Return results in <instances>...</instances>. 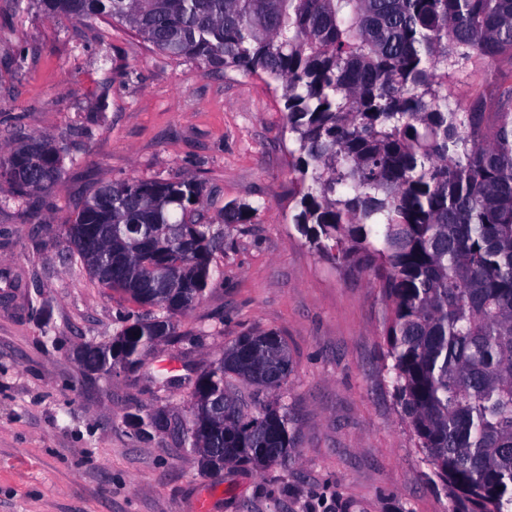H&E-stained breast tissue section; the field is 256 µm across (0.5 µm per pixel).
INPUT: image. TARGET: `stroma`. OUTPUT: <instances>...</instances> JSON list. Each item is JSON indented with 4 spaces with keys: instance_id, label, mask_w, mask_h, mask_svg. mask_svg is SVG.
<instances>
[{
    "instance_id": "obj_1",
    "label": "stroma",
    "mask_w": 512,
    "mask_h": 512,
    "mask_svg": "<svg viewBox=\"0 0 512 512\" xmlns=\"http://www.w3.org/2000/svg\"><path fill=\"white\" fill-rule=\"evenodd\" d=\"M511 70L473 61L448 95L493 97ZM39 135L78 161L26 201L0 184V512H451L393 393L378 281L323 259L291 221L294 143L266 78L171 59L109 20L0 0V148ZM179 175L206 186L194 217L224 237L222 274L181 318L178 342L137 372L89 373L78 347L111 336L127 303L71 266L61 227L102 185ZM229 203L257 211L225 224ZM250 330L288 342L292 371L274 398L297 444L288 465L215 478L180 426L197 372ZM159 407L168 428L137 438L126 417Z\"/></svg>"
}]
</instances>
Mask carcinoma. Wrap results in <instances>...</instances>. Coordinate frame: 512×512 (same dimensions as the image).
I'll return each instance as SVG.
<instances>
[{
	"label": "carcinoma",
	"mask_w": 512,
	"mask_h": 512,
	"mask_svg": "<svg viewBox=\"0 0 512 512\" xmlns=\"http://www.w3.org/2000/svg\"><path fill=\"white\" fill-rule=\"evenodd\" d=\"M50 18L125 24L175 60L259 74L284 101L296 144L292 223L339 265L382 282L390 372L404 419L453 512H512V70L494 120L476 98L451 105L448 78L472 60L512 58V0H36ZM66 146L34 137L0 152L19 198L61 179ZM204 183L128 178L84 199L64 225L76 265L134 304L112 345L83 344L94 373L136 371L179 337L223 239L190 218ZM259 207L229 204L246 224ZM194 385L183 436L202 469L288 465V410L247 409L233 379L288 382V343L272 331L224 344ZM166 418L144 415L139 438Z\"/></svg>",
	"instance_id": "1"
}]
</instances>
